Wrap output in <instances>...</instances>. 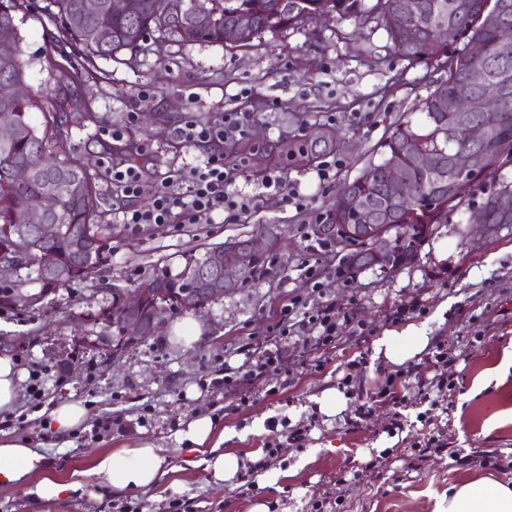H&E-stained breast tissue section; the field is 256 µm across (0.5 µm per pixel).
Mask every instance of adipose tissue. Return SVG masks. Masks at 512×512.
I'll use <instances>...</instances> for the list:
<instances>
[{
  "label": "adipose tissue",
  "mask_w": 512,
  "mask_h": 512,
  "mask_svg": "<svg viewBox=\"0 0 512 512\" xmlns=\"http://www.w3.org/2000/svg\"><path fill=\"white\" fill-rule=\"evenodd\" d=\"M401 338L407 341V348H398ZM428 342L424 329L411 324L381 336L375 343V353L399 363L421 352ZM40 464L41 456L29 440L0 432V487L23 488L45 502L61 498L69 491V484L39 477ZM93 469L107 476L118 495L156 487L164 475L163 459L150 441L98 455ZM446 512H512V486L484 478L453 486Z\"/></svg>",
  "instance_id": "adipose-tissue-1"
}]
</instances>
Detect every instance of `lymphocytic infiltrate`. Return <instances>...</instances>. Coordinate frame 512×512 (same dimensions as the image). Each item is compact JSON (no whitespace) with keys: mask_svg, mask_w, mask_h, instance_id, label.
Masks as SVG:
<instances>
[{"mask_svg":"<svg viewBox=\"0 0 512 512\" xmlns=\"http://www.w3.org/2000/svg\"><path fill=\"white\" fill-rule=\"evenodd\" d=\"M249 120L248 114L228 112L221 118L201 122L187 118L177 135L185 143L205 147L206 152L183 171V179L191 184L189 196H181L173 188L176 178L167 176L155 188H148L138 166L123 162L112 167V191L121 197H136L150 193L151 202L142 209L127 210L123 221L127 224H210L214 219L233 224L250 212L257 200L235 190L234 179L224 161V146L241 137ZM300 335L314 345L330 342L336 334V308L326 303L315 308L313 314L297 317L295 308L284 312ZM456 359L447 344L436 345L429 361L428 374L417 377L416 387L421 403L438 406L447 401L454 387Z\"/></svg>","mask_w":512,"mask_h":512,"instance_id":"f902f5d3","label":"lymphocytic infiltrate"}]
</instances>
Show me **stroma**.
Listing matches in <instances>:
<instances>
[{
	"label": "stroma",
	"instance_id": "obj_1",
	"mask_svg": "<svg viewBox=\"0 0 512 512\" xmlns=\"http://www.w3.org/2000/svg\"><path fill=\"white\" fill-rule=\"evenodd\" d=\"M49 28L36 13L18 24L28 83L64 103L54 154L81 158L94 179L110 262L52 293L43 308L0 310V334L25 340L13 354L18 369L41 371L44 380L42 407L34 408L29 384L21 382L17 408L0 416V431L31 441L44 457L42 475L78 484L66 497L41 503L1 487L0 512H112L119 498L93 472V460L144 440L159 448L165 474L157 487L119 499L131 512H180L186 500L196 512H253L260 504L268 512H446L454 485L480 478L512 484V469L481 462L489 453H512V225L486 238L466 215L454 213L435 226L413 266L352 277L339 272L334 249L310 237L340 186L381 161L395 123H425L424 101L448 77L445 58L407 60L393 52L380 21L332 13L264 32L246 48L152 39L138 51L96 59L92 76L76 82L67 77L68 62L49 69L42 61ZM144 87L149 97L141 102ZM133 108L139 116L132 124ZM227 112L250 116L245 136L224 147L236 188L253 192L263 176L279 171L298 181L302 204L268 195L235 224L123 223L121 208L146 207L149 198L118 203L107 174L113 149L134 144L132 159L152 184L188 169L202 153L177 137L184 117L209 121ZM115 130L122 140L112 139ZM330 156L336 165L327 180H318L316 167ZM255 224L280 225L285 235L266 278L201 313L168 320L118 362H110L107 350L74 347V337L102 333L89 315L110 305L113 287L132 289L162 271L178 274L188 255ZM312 269L320 288L307 277ZM296 299L310 308L335 305L336 340L328 348L283 335L282 310ZM187 321L196 336L189 344L174 330ZM411 323L424 327L432 344H447L456 359L446 431L451 449L477 453L476 462L458 465L445 457L414 468L411 444L424 431L415 406L400 430L383 403L359 425L349 423L386 377L426 370L430 348L400 364L374 352L385 332ZM263 350L277 353V368L249 384L245 374ZM353 360L363 366L351 375ZM220 373L224 388H209L208 378ZM328 389L344 399L333 416L319 409ZM63 401L81 402L86 419L61 437L49 427L48 413ZM106 415L111 431L85 443V433ZM196 416L213 420L224 433V450L243 467L278 443L271 465L277 482L259 475L249 487L238 478L213 482L201 453L179 440ZM299 424L309 428L306 442L287 444L289 429ZM378 456L381 466L369 468Z\"/></svg>",
	"mask_w": 512,
	"mask_h": 512
}]
</instances>
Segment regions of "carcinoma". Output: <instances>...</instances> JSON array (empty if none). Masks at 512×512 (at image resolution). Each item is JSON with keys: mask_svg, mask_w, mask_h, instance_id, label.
Listing matches in <instances>:
<instances>
[{"mask_svg": "<svg viewBox=\"0 0 512 512\" xmlns=\"http://www.w3.org/2000/svg\"><path fill=\"white\" fill-rule=\"evenodd\" d=\"M43 2L41 11L55 28L49 38L51 51L44 55V62L55 68L56 56H63L68 51L75 61L71 69L78 77L92 74L95 59L111 58L124 50L136 51L156 33L177 36L187 45L222 44L224 32L233 28L242 14L251 18L256 35L293 25L325 11L360 20L374 15L387 32L391 48L402 57L413 61L448 57V79L425 100L426 125L398 124L384 144L382 160L368 165L356 178L343 184L337 198L324 212L322 223L391 225L396 247L404 256L398 264L400 268L416 262L418 248L428 239V236L420 235L417 226L448 223V214L460 211L477 192L481 194L478 206L485 210L489 223L512 224V180L500 174L501 168L512 162V46L503 44L497 32L480 21L486 8L493 9L501 3L504 5L502 21L512 27V0H417L416 14L406 18L400 13L402 0H375L371 5L365 0H288L286 9L280 7V0H200L206 10L216 13L218 23L206 29L184 32L168 21L166 9L170 0H141L140 22L136 29L106 10L75 25L73 19L79 14L81 0ZM320 3L328 5V9H319ZM29 6L30 0H0V22L15 20L16 14ZM443 23L448 27L446 40L438 34ZM102 25L112 29V42L107 47L94 37V31ZM472 41L482 44V58L469 55L468 46ZM24 55L21 38L7 49L0 48V78L27 80ZM476 70L483 72L486 82L500 84L499 99L485 107V111L494 113L493 149L490 151L467 137L469 125L484 120L480 112L457 120L454 135L448 136L449 101L458 96L483 94L484 86L472 79ZM42 105L54 110L59 103L35 92L14 106L11 116L18 134L7 143L0 141V251L13 252L25 247V242L15 236L14 226L25 223L24 211L47 185L54 186L58 205L49 223L59 225L61 233L42 248L52 253L54 265L66 273L59 284L62 288L88 277L103 262L107 227L97 223L96 191L83 164L76 158L59 162L48 157V131L40 130L30 119V111ZM411 139L432 156L438 173L408 170L414 193L407 199L393 200L387 191L385 167L405 164V146ZM458 149L476 154L481 164L466 187L450 191L448 184L454 174L449 168V158ZM23 161L36 168L37 174L29 182L19 185L14 181L13 167ZM318 229L317 225L311 228V237L323 246L337 249L341 254L340 271L351 275L357 273L352 260L370 251L372 241L361 236L352 237L340 248L337 239L319 237ZM216 250L218 247L214 246L189 257L177 275L157 273L148 278L161 292L158 303L162 307L156 310L149 305L145 313L172 318L191 311L189 299L182 294L188 280L186 272L209 262ZM272 256L271 252L251 255L241 264L240 276L231 283L229 290L233 292L267 275ZM26 284L27 280L20 279L0 287V309L25 307L29 295ZM123 292L122 288L112 289L110 313L112 326L118 334L125 330L128 321Z\"/></svg>", "mask_w": 512, "mask_h": 512, "instance_id": "cac0c4a2", "label": "carcinoma"}]
</instances>
